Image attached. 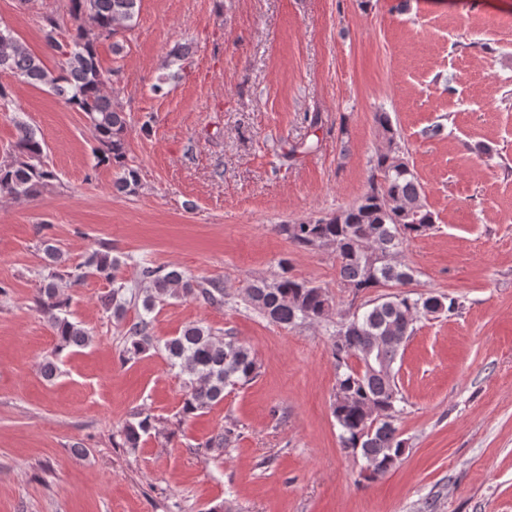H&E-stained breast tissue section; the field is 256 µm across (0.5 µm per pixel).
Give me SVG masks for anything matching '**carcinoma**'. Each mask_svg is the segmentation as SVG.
<instances>
[{
  "instance_id": "carcinoma-1",
  "label": "carcinoma",
  "mask_w": 512,
  "mask_h": 512,
  "mask_svg": "<svg viewBox=\"0 0 512 512\" xmlns=\"http://www.w3.org/2000/svg\"><path fill=\"white\" fill-rule=\"evenodd\" d=\"M140 0H68L66 13L45 18L46 46L61 57L59 74L46 68L8 28H0V73L48 86L54 94L85 114L98 143L97 163L122 171L113 182L118 193H132L135 171L126 164L125 132L128 116L107 91L111 78L103 71L96 43L111 39L132 27ZM374 121L383 147L373 159L365 192L351 205L329 217L296 224H279L276 230L294 245L312 249L327 247L336 255L340 285L354 294L377 288L406 286L412 270L398 262L403 243L433 230L435 217L404 157L400 137L387 112ZM45 142L24 121L16 122V140L0 159V195L34 199L57 180L44 163ZM48 265L66 262L52 239L41 241ZM126 262L112 255L108 243L91 251L73 268L74 282L96 276L112 285L105 306L112 317L125 319L126 305L139 303L142 312L126 324L122 356L130 361L154 347L150 334L151 314L169 298H193L210 305L224 304V287L216 280H195L184 272L149 263L139 265L137 286L130 288L122 277ZM272 280L260 279L245 286L249 305L270 322L284 328L308 322L319 324L333 310L332 298L320 286L291 275L286 266ZM52 271L41 281L37 303L49 316L58 349L85 347L91 332L66 316L69 298L61 292ZM461 307L458 299L423 296L410 291L382 294L336 322L332 357L336 384L331 404L340 429L341 447L361 455L370 468L369 477L388 473L401 459L406 442L397 421L403 402L395 364L406 341L422 317ZM161 350L171 368L178 370L187 389L181 415L189 418L224 401V392L244 386L258 371L255 354L230 336L220 337L203 324L186 326L179 335L164 341ZM154 418L141 413L120 430L122 445L135 448L153 429Z\"/></svg>"
}]
</instances>
